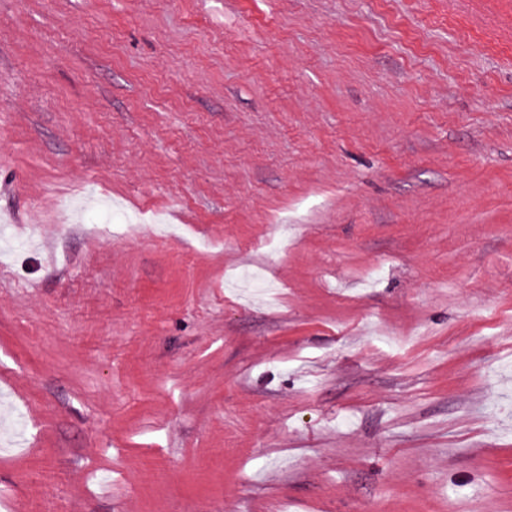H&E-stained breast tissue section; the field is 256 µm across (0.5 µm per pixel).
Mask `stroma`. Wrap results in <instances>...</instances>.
<instances>
[{
	"mask_svg": "<svg viewBox=\"0 0 512 512\" xmlns=\"http://www.w3.org/2000/svg\"><path fill=\"white\" fill-rule=\"evenodd\" d=\"M0 218V512H512V0H0Z\"/></svg>",
	"mask_w": 512,
	"mask_h": 512,
	"instance_id": "stroma-1",
	"label": "stroma"
}]
</instances>
